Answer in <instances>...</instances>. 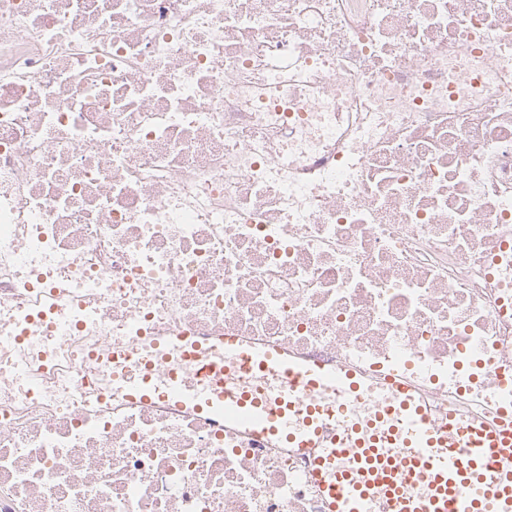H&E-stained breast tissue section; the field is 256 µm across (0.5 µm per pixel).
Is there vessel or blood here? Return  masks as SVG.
Here are the masks:
<instances>
[{"instance_id":"vessel-or-blood-1","label":"vessel or blood","mask_w":512,"mask_h":512,"mask_svg":"<svg viewBox=\"0 0 512 512\" xmlns=\"http://www.w3.org/2000/svg\"><path fill=\"white\" fill-rule=\"evenodd\" d=\"M153 357L180 366L158 380L147 367L117 371L112 386L133 403L162 402L223 419L225 428L307 457L327 512H512V414L435 418L411 384L389 381L367 420L352 410L374 387L354 372L284 349L225 337L224 362L194 337L154 340Z\"/></svg>"}]
</instances>
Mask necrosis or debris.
Wrapping results in <instances>:
<instances>
[{
    "instance_id": "1",
    "label": "necrosis or debris",
    "mask_w": 512,
    "mask_h": 512,
    "mask_svg": "<svg viewBox=\"0 0 512 512\" xmlns=\"http://www.w3.org/2000/svg\"><path fill=\"white\" fill-rule=\"evenodd\" d=\"M511 232L512 0H0V512H326L84 350L234 336L490 418Z\"/></svg>"
}]
</instances>
